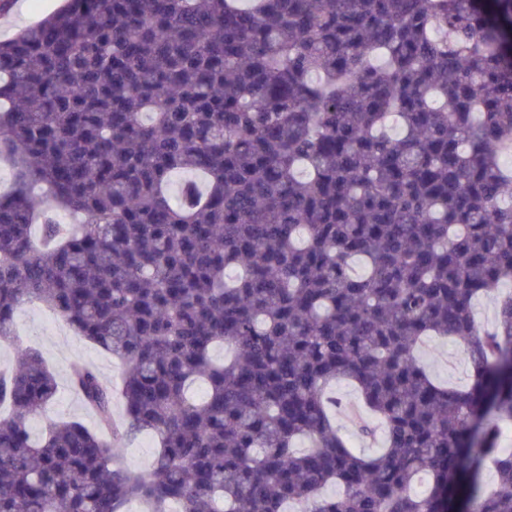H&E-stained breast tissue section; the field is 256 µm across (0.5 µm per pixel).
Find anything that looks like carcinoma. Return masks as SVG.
Here are the masks:
<instances>
[{"label":"carcinoma","instance_id":"1","mask_svg":"<svg viewBox=\"0 0 512 512\" xmlns=\"http://www.w3.org/2000/svg\"><path fill=\"white\" fill-rule=\"evenodd\" d=\"M507 150L512 0H67L0 41V341L41 303L117 359L125 408L77 360L96 428L33 438L57 381L23 352L0 512H512ZM428 336L468 386L431 378ZM337 380L378 453L332 418ZM418 357L435 380L459 388L468 385L469 371L463 348L450 338H429ZM127 448V464L135 469L146 470L156 453V441L153 435L142 434L128 443Z\"/></svg>","mask_w":512,"mask_h":512}]
</instances>
